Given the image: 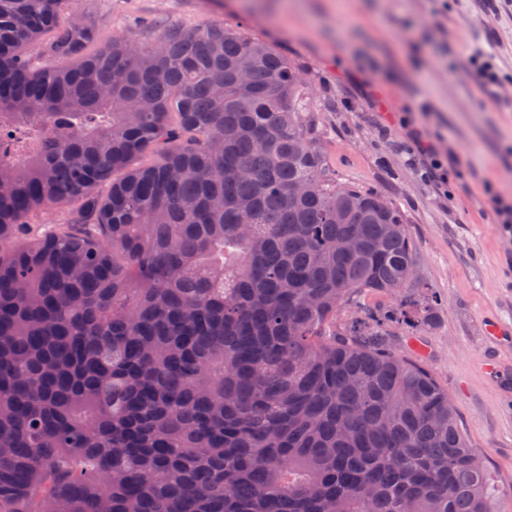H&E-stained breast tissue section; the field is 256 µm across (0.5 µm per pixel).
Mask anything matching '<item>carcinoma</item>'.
I'll use <instances>...</instances> for the list:
<instances>
[{
    "label": "carcinoma",
    "instance_id": "1",
    "mask_svg": "<svg viewBox=\"0 0 512 512\" xmlns=\"http://www.w3.org/2000/svg\"><path fill=\"white\" fill-rule=\"evenodd\" d=\"M68 4L0 0V512H494L390 345L437 316L405 218L336 183L297 66L221 25L99 46Z\"/></svg>",
    "mask_w": 512,
    "mask_h": 512
}]
</instances>
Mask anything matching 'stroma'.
Masks as SVG:
<instances>
[{"mask_svg":"<svg viewBox=\"0 0 512 512\" xmlns=\"http://www.w3.org/2000/svg\"><path fill=\"white\" fill-rule=\"evenodd\" d=\"M102 42H153L170 25L238 26L288 54L310 88L339 182L405 215L437 319L408 341L448 391L512 512V0H72ZM487 54L480 66L470 56ZM495 72L498 99L480 90ZM495 370H488V362Z\"/></svg>","mask_w":512,"mask_h":512,"instance_id":"1","label":"stroma"}]
</instances>
